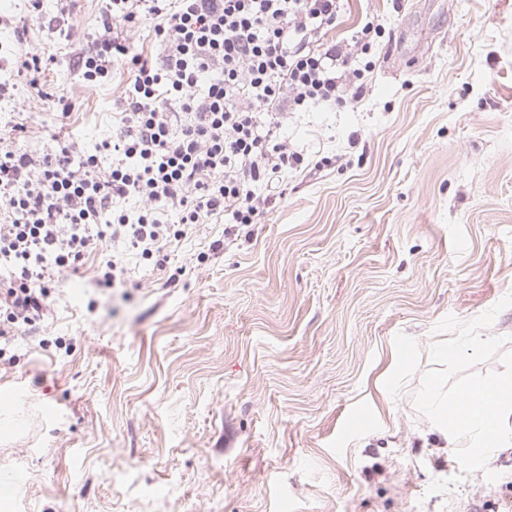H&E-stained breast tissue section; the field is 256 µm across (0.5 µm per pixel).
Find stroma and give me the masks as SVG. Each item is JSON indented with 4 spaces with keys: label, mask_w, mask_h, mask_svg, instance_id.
I'll list each match as a JSON object with an SVG mask.
<instances>
[{
    "label": "stroma",
    "mask_w": 512,
    "mask_h": 512,
    "mask_svg": "<svg viewBox=\"0 0 512 512\" xmlns=\"http://www.w3.org/2000/svg\"><path fill=\"white\" fill-rule=\"evenodd\" d=\"M104 8L0 0V138L24 124L38 158L115 135L126 67H72ZM369 14L362 97L289 115L304 162L258 223L197 225L163 270L93 252L0 351V512H512V447L497 481L460 475L414 404L437 323L512 293V0H348L330 38ZM24 49L51 60L41 90ZM111 257L129 281L98 287ZM51 63L50 58L31 51H22L17 61V76L26 80L28 85L37 91L41 87V75L44 74Z\"/></svg>",
    "instance_id": "35a3bbf8"
}]
</instances>
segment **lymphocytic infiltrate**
I'll use <instances>...</instances> for the list:
<instances>
[{
  "instance_id": "1",
  "label": "lymphocytic infiltrate",
  "mask_w": 512,
  "mask_h": 512,
  "mask_svg": "<svg viewBox=\"0 0 512 512\" xmlns=\"http://www.w3.org/2000/svg\"><path fill=\"white\" fill-rule=\"evenodd\" d=\"M340 9L341 0H109L75 65L88 84L119 63L132 73L121 126L101 145L111 167L66 140L39 160L0 146V340L40 321L55 279L78 274L103 242L162 268L196 225L257 223L271 202L260 187L304 161L280 136L288 115L362 93L355 61L382 26L369 18L351 43L327 39ZM145 25L158 57L133 43ZM128 198L135 208H120ZM169 210L177 225L162 221Z\"/></svg>"
}]
</instances>
